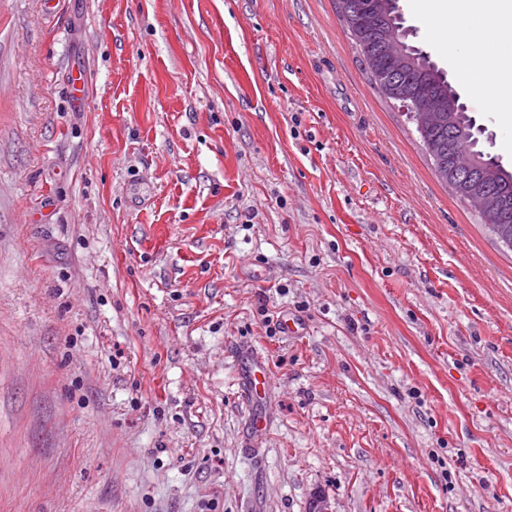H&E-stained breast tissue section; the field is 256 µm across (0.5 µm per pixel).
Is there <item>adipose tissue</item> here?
I'll return each instance as SVG.
<instances>
[{"label": "adipose tissue", "mask_w": 512, "mask_h": 512, "mask_svg": "<svg viewBox=\"0 0 512 512\" xmlns=\"http://www.w3.org/2000/svg\"><path fill=\"white\" fill-rule=\"evenodd\" d=\"M418 9L438 18L445 38L452 45H466L465 82L487 83L491 110L512 122V58L497 54L504 42L512 44V0H416ZM477 20L471 34L458 27L460 18Z\"/></svg>", "instance_id": "ef3b65f1"}]
</instances>
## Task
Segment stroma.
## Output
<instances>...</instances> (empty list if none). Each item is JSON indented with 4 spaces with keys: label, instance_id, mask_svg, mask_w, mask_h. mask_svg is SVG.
Returning a JSON list of instances; mask_svg holds the SVG:
<instances>
[{
    "label": "stroma",
    "instance_id": "stroma-1",
    "mask_svg": "<svg viewBox=\"0 0 512 512\" xmlns=\"http://www.w3.org/2000/svg\"><path fill=\"white\" fill-rule=\"evenodd\" d=\"M1 457L0 512H512V254L335 0H0ZM244 393L253 405H260L272 391L273 379L263 359L252 353L238 357Z\"/></svg>",
    "mask_w": 512,
    "mask_h": 512
}]
</instances>
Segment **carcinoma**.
I'll list each match as a JSON object with an SVG mask.
<instances>
[{"mask_svg":"<svg viewBox=\"0 0 512 512\" xmlns=\"http://www.w3.org/2000/svg\"><path fill=\"white\" fill-rule=\"evenodd\" d=\"M352 46L379 93L432 101L433 117L415 124L435 175L475 213L497 245L512 252V171L478 141L473 118L447 76L409 43L397 0H336Z\"/></svg>","mask_w":512,"mask_h":512,"instance_id":"1","label":"carcinoma"}]
</instances>
